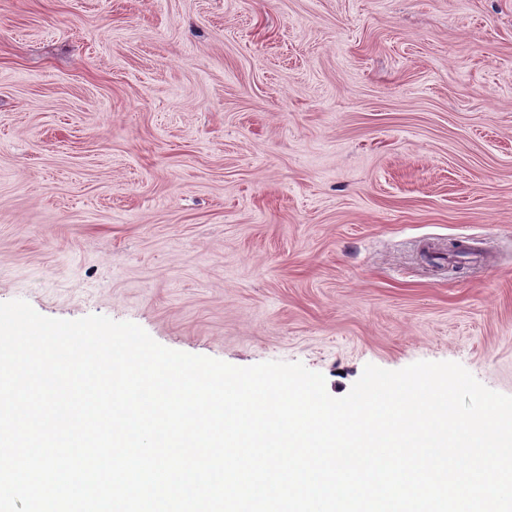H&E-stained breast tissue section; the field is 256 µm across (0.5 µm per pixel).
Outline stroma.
<instances>
[{
  "mask_svg": "<svg viewBox=\"0 0 512 512\" xmlns=\"http://www.w3.org/2000/svg\"><path fill=\"white\" fill-rule=\"evenodd\" d=\"M15 299L336 398L420 360L512 395V0H0Z\"/></svg>",
  "mask_w": 512,
  "mask_h": 512,
  "instance_id": "stroma-1",
  "label": "stroma"
}]
</instances>
